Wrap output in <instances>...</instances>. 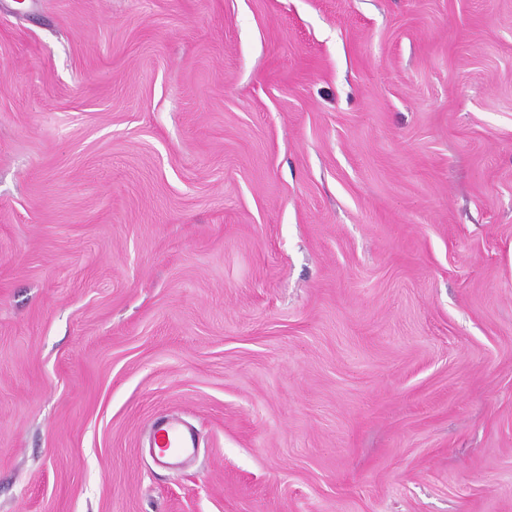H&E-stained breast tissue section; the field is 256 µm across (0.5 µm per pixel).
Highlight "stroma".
<instances>
[{
  "label": "stroma",
  "instance_id": "35a3bbf8",
  "mask_svg": "<svg viewBox=\"0 0 512 512\" xmlns=\"http://www.w3.org/2000/svg\"><path fill=\"white\" fill-rule=\"evenodd\" d=\"M0 512H512V0H0ZM154 444L159 449L157 462L162 466L188 456L196 447L194 434L177 420L158 422Z\"/></svg>",
  "mask_w": 512,
  "mask_h": 512
}]
</instances>
